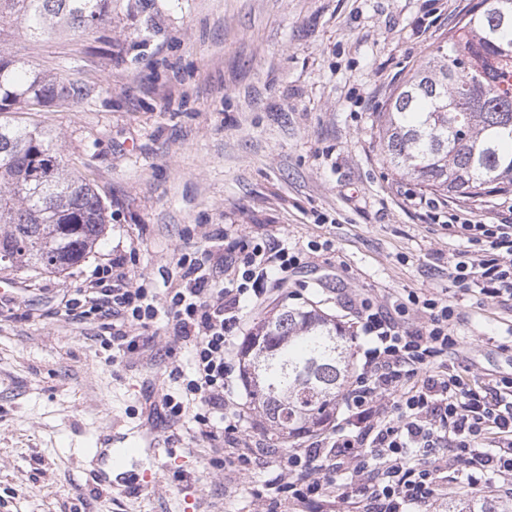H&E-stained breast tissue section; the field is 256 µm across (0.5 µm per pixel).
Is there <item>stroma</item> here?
I'll use <instances>...</instances> for the list:
<instances>
[{
  "label": "stroma",
  "mask_w": 512,
  "mask_h": 512,
  "mask_svg": "<svg viewBox=\"0 0 512 512\" xmlns=\"http://www.w3.org/2000/svg\"><path fill=\"white\" fill-rule=\"evenodd\" d=\"M474 0H112L88 32L37 40L14 31L6 53L82 80L91 93L23 122L52 131L70 168L101 196L110 224L92 253L60 274L0 272V512H254L240 484L209 464L188 420L158 418L172 327H151L152 357L116 358L100 316L67 300L95 267L125 257L129 279L170 286L181 253L238 225L257 240L318 245L307 268L242 333L283 305H314L353 338L352 299L394 312L409 293L454 305L460 360L475 374L512 371L496 342L512 337V300L448 277L479 246L448 229L512 222V193L461 203L393 175L376 138L388 96ZM167 449L154 458L150 447ZM123 450L100 485L98 450Z\"/></svg>",
  "instance_id": "stroma-1"
}]
</instances>
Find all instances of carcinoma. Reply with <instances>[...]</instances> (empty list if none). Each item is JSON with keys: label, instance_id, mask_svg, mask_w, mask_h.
I'll return each mask as SVG.
<instances>
[{"label": "carcinoma", "instance_id": "carcinoma-1", "mask_svg": "<svg viewBox=\"0 0 512 512\" xmlns=\"http://www.w3.org/2000/svg\"><path fill=\"white\" fill-rule=\"evenodd\" d=\"M477 0L410 69L379 120L393 173L425 191L474 201L512 192V0ZM112 0H0V39L14 24L38 39L97 27ZM89 88L0 51V270L62 273L103 236L108 215L93 186L70 169L55 137L13 118ZM346 330L313 307L262 320L240 349L254 410L280 448L331 421L353 366ZM446 512H512V497L473 494Z\"/></svg>", "mask_w": 512, "mask_h": 512}]
</instances>
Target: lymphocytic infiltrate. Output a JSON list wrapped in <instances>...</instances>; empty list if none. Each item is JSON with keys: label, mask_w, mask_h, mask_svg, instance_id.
I'll list each match as a JSON object with an SVG mask.
<instances>
[{"label": "lymphocytic infiltrate", "mask_w": 512, "mask_h": 512, "mask_svg": "<svg viewBox=\"0 0 512 512\" xmlns=\"http://www.w3.org/2000/svg\"><path fill=\"white\" fill-rule=\"evenodd\" d=\"M448 228L482 243V258L451 271L489 298H512V225L473 224L449 215ZM303 249L287 241L228 239L218 233L200 257L181 254L179 282L158 294L112 268L102 270L86 302L105 317V331L120 356L140 352L143 330L166 316L173 341L188 344L192 370L173 367L168 379L179 395L162 396L170 419H191L211 446L210 465L248 474L269 469L251 496L266 512L288 504L319 503L324 512H428L450 471L470 486L497 484L512 495V375L472 382L455 361L460 345L455 311L440 298L408 295L399 310L424 315L408 330L368 301L358 307V329L368 341L364 362L331 430L311 434L303 448H249L234 404L233 347L248 303L286 284L304 267Z\"/></svg>", "instance_id": "f902f5d3"}]
</instances>
